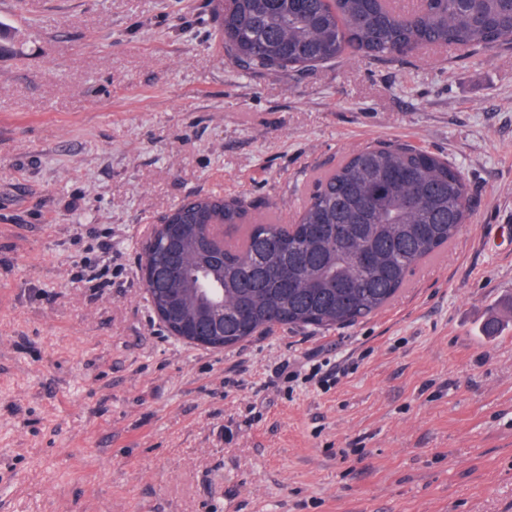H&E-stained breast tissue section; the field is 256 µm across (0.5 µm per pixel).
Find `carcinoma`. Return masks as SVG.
Masks as SVG:
<instances>
[{
  "mask_svg": "<svg viewBox=\"0 0 512 512\" xmlns=\"http://www.w3.org/2000/svg\"><path fill=\"white\" fill-rule=\"evenodd\" d=\"M224 53L245 71H307L353 55L394 58L419 46L483 52L512 45V0H230ZM167 285L142 281L160 307L191 316L223 293L224 347L275 326L330 330L385 308L413 271L446 248L470 216L460 171L408 143L376 142L316 180L290 224L258 221L242 195L188 197L169 210ZM224 225L219 248L210 226Z\"/></svg>",
  "mask_w": 512,
  "mask_h": 512,
  "instance_id": "cac0c4a2",
  "label": "carcinoma"
}]
</instances>
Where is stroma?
<instances>
[{
	"label": "stroma",
	"instance_id": "35a3bbf8",
	"mask_svg": "<svg viewBox=\"0 0 512 512\" xmlns=\"http://www.w3.org/2000/svg\"><path fill=\"white\" fill-rule=\"evenodd\" d=\"M0 24V512H512V47L243 74L212 0ZM383 140L448 159L471 213L385 310L224 350L158 323L161 214L242 194L289 224Z\"/></svg>",
	"mask_w": 512,
	"mask_h": 512
}]
</instances>
